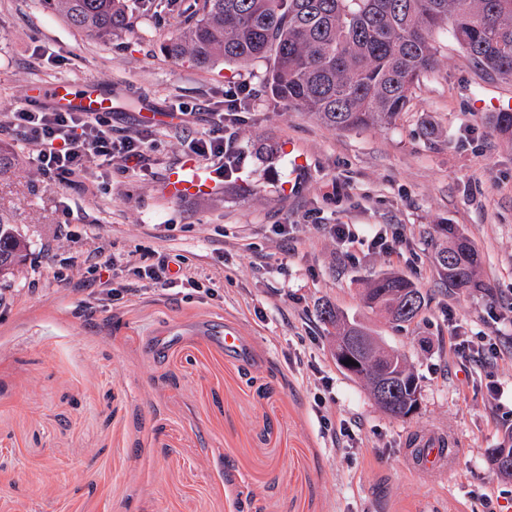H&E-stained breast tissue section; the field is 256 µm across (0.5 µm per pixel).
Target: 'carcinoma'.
<instances>
[{"label":"carcinoma","mask_w":512,"mask_h":512,"mask_svg":"<svg viewBox=\"0 0 512 512\" xmlns=\"http://www.w3.org/2000/svg\"><path fill=\"white\" fill-rule=\"evenodd\" d=\"M52 2L73 27L97 39L110 40L128 25L124 0ZM443 28L477 69L512 80V0H204L200 17L164 51L197 67L265 60L274 98L336 130L353 131L396 124L417 83L438 66L433 36ZM489 117L512 138V112ZM437 232L446 240L436 262L448 287H480L473 243L454 224ZM25 249L13 226L0 223V276L22 262ZM363 301L396 326L411 323L424 305L415 285L395 274L373 280ZM322 317L336 325V352L353 332L369 343L351 376L373 395L378 376L388 375L394 398L405 403V381L418 380L407 355L338 309L328 306ZM488 460L498 477L512 479V472H502L512 462L511 447L488 449Z\"/></svg>","instance_id":"1"}]
</instances>
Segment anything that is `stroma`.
<instances>
[{
    "mask_svg": "<svg viewBox=\"0 0 512 512\" xmlns=\"http://www.w3.org/2000/svg\"><path fill=\"white\" fill-rule=\"evenodd\" d=\"M203 0H128L129 24L103 42L46 0H0V113L28 89L63 80L111 95L115 135L152 133L143 167L120 159L59 189L0 128L12 159L0 175V216L28 244L0 279V512H512V479L487 451L512 426L487 401L497 380L512 409V140L476 101L512 103V81L479 72L447 32L439 65L395 125L341 132L265 89L266 64L199 68L163 47ZM249 83L236 127L242 169L210 191L169 199L168 172L195 164L184 130L211 124L224 92ZM191 107L169 120L175 102ZM355 232L340 243L332 225ZM459 225L479 254L480 288L452 290L435 256L436 225ZM399 250L368 243L376 226ZM183 255L186 276L214 298L153 291L88 302L89 266L113 257V284L143 256ZM395 273L427 298L402 329L367 309L372 279ZM405 352L421 382L417 413L396 418L333 357L324 305ZM495 333L494 367L461 364L452 325ZM237 330L225 354L215 330ZM166 344L154 361L150 343ZM325 396L333 441L315 412ZM434 435L459 449L447 474L405 460Z\"/></svg>",
    "mask_w": 512,
    "mask_h": 512,
    "instance_id": "1",
    "label": "stroma"
}]
</instances>
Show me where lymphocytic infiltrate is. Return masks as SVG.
I'll return each instance as SVG.
<instances>
[{
    "mask_svg": "<svg viewBox=\"0 0 512 512\" xmlns=\"http://www.w3.org/2000/svg\"><path fill=\"white\" fill-rule=\"evenodd\" d=\"M252 98L247 86L228 90L213 127L190 140L191 152L205 159H220L234 151V127L240 118L238 108L242 101ZM0 125L20 133L30 147L34 165L63 188L69 187L72 176L116 155L125 163L141 166L151 146L147 132L117 137L102 117L86 112H59L32 101L5 113L0 117ZM181 262V255L159 253L153 255L151 262L139 266L137 276L158 292L195 287L192 278L179 280L171 276V265Z\"/></svg>",
    "mask_w": 512,
    "mask_h": 512,
    "instance_id": "1",
    "label": "lymphocytic infiltrate"
}]
</instances>
